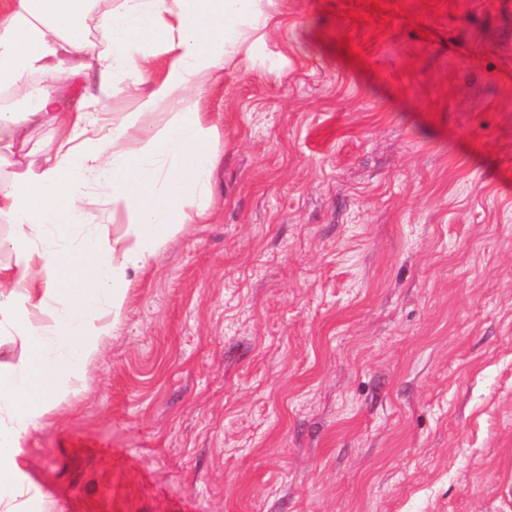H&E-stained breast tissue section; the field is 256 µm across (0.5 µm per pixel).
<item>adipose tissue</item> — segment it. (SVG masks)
Wrapping results in <instances>:
<instances>
[{
  "label": "adipose tissue",
  "instance_id": "1",
  "mask_svg": "<svg viewBox=\"0 0 512 512\" xmlns=\"http://www.w3.org/2000/svg\"><path fill=\"white\" fill-rule=\"evenodd\" d=\"M257 0H122L102 14L106 43L92 55L85 38L91 0H0V89H23L45 73L56 84L38 90L21 112L0 113V335L23 337L27 358L0 369V488L22 463L16 441L46 424L64 376L85 368L96 342L121 322L131 281L178 226L204 217L218 162L217 126L178 111L190 90L224 75L247 35L258 28ZM171 39L163 79L142 50L144 23ZM131 78L137 111L102 105L119 79ZM82 80L79 98L60 92ZM163 113L148 126L147 113ZM53 127L54 155L32 147L36 129ZM105 194H98V187ZM128 218L113 235L114 214Z\"/></svg>",
  "mask_w": 512,
  "mask_h": 512
}]
</instances>
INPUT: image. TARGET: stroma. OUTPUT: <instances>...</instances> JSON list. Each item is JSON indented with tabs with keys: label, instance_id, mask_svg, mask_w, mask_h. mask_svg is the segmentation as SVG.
Segmentation results:
<instances>
[{
	"label": "stroma",
	"instance_id": "obj_1",
	"mask_svg": "<svg viewBox=\"0 0 512 512\" xmlns=\"http://www.w3.org/2000/svg\"><path fill=\"white\" fill-rule=\"evenodd\" d=\"M258 9L18 512H512V0Z\"/></svg>",
	"mask_w": 512,
	"mask_h": 512
}]
</instances>
